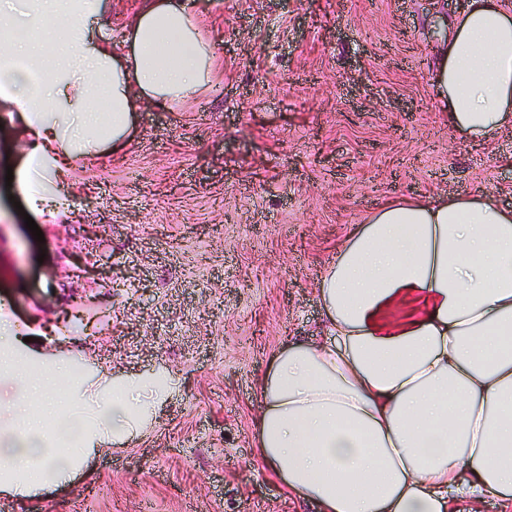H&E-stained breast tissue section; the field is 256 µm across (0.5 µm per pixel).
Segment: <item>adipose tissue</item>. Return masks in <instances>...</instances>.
<instances>
[{"mask_svg":"<svg viewBox=\"0 0 512 512\" xmlns=\"http://www.w3.org/2000/svg\"><path fill=\"white\" fill-rule=\"evenodd\" d=\"M200 0H144L125 46L104 39L105 0H0V110L28 137L13 180L48 216L67 159L121 144L138 96L174 105L206 90L215 52ZM50 21L53 34L37 28ZM432 83L464 137L512 128V0H470L434 52ZM324 341L282 343L258 381L255 459L320 512H451L491 497L512 506V210L491 195L398 197L347 239L322 272ZM0 327V368L42 397L40 429L0 435V476L27 494L66 483L88 445L123 442L148 416L136 390L164 396L165 375L124 382L94 427L59 413Z\"/></svg>","mask_w":512,"mask_h":512,"instance_id":"1","label":"adipose tissue"}]
</instances>
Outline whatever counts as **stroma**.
Instances as JSON below:
<instances>
[{"label":"stroma","instance_id":"obj_1","mask_svg":"<svg viewBox=\"0 0 512 512\" xmlns=\"http://www.w3.org/2000/svg\"><path fill=\"white\" fill-rule=\"evenodd\" d=\"M468 0H221L200 14L218 70L129 142L71 162L73 209L45 223L0 177V321L30 370L68 355L83 415L113 379L165 369L141 434L0 512H314L253 464L257 380L284 338L327 334L321 270L386 200L486 192L512 208V129L446 120L432 50ZM39 224L36 241L25 217ZM0 375V427L52 421Z\"/></svg>","mask_w":512,"mask_h":512}]
</instances>
